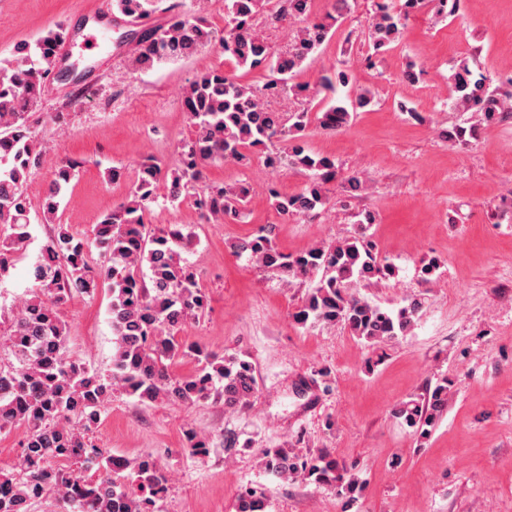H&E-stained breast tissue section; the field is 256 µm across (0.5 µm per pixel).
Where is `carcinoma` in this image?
<instances>
[{
    "label": "carcinoma",
    "instance_id": "carcinoma-1",
    "mask_svg": "<svg viewBox=\"0 0 512 512\" xmlns=\"http://www.w3.org/2000/svg\"><path fill=\"white\" fill-rule=\"evenodd\" d=\"M347 0H336L322 17H313V0H224V34H218L202 17L174 15L164 26L133 36L131 64L140 71L187 58L201 48L221 42L224 53L238 67L262 69L268 78L255 89L221 69L209 70L182 93L193 137L182 146V165L167 174L154 160L140 164L130 201L105 213L94 236L105 245L100 264L89 260L90 242L57 222L58 210L78 162L57 168L41 204L40 223L54 225L31 266L36 287L0 321V431L18 423L27 431L14 468L0 470V512H30L33 502L55 494L64 512H156L165 494L161 464L146 455L135 466L93 444L87 434L97 425L112 398L116 384L142 401L159 397L194 402L212 395L224 398L234 409L255 393L254 367L239 357H219L185 343L178 336L186 321L206 312L208 298L196 274L181 257L180 249L191 235L179 227L156 231L144 216L158 187L177 201L189 188L203 182L207 168L248 153L264 154L273 167L280 155L269 150L291 137L287 149L291 163L313 173V180L295 195L272 193L277 213L284 217L312 216L328 201L324 185L336 177V163L311 151L305 142L307 127L315 122L325 132L336 133L350 123L352 113L372 103L363 91L338 95V86L349 85L348 74L324 76L315 88L295 83L293 77L315 61L316 53L343 16ZM426 0H404L399 11L377 4L371 16L369 47L373 54L393 47L410 14ZM113 5L133 21L150 16L156 0H114ZM269 8L276 19L295 18L303 23L288 51L276 52L254 27L257 12ZM69 30L58 25L34 45H19L11 59L0 61V283L18 252L30 238V202L25 184L39 166L43 148L31 130L30 118L50 74L58 68V49ZM336 103L311 116L306 110L284 116L268 111L262 99L283 93L310 100L322 92ZM452 105L475 112L483 121L512 113V96L504 97L484 79L470 78L468 67L456 73ZM249 188L230 189L206 185L195 196V205L206 221L224 222L240 213ZM235 252L281 278L304 279L322 272L293 314L296 323H342L350 332L376 344L406 336L420 311L417 300L386 310L352 292L374 278L393 275L381 264L373 243L362 233L342 242L313 247L292 257L274 248L264 235L237 242ZM106 288L112 295V329L117 353L112 378L105 381L73 358L66 344V329L59 307L72 291L94 294ZM194 355L201 367L192 375L174 378V361ZM448 404V380L439 381L423 401H409L394 415L424 437L428 436ZM263 467L288 479L313 477L348 493L358 488L347 476L346 466L328 449L299 457L284 448L267 450ZM264 496L247 490L237 497L235 512H266Z\"/></svg>",
    "mask_w": 512,
    "mask_h": 512
}]
</instances>
